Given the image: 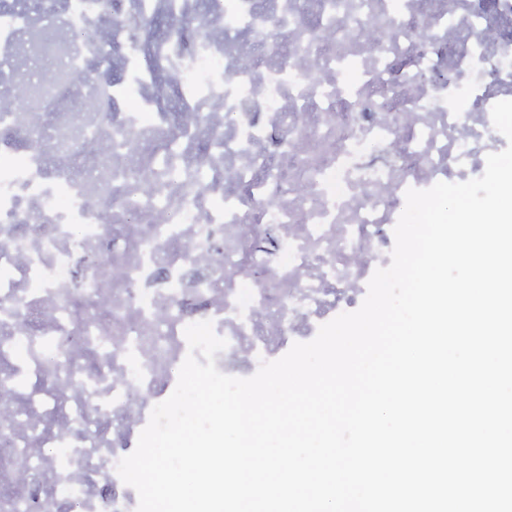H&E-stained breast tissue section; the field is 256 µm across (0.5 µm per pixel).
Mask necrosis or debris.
<instances>
[{"mask_svg": "<svg viewBox=\"0 0 512 512\" xmlns=\"http://www.w3.org/2000/svg\"><path fill=\"white\" fill-rule=\"evenodd\" d=\"M168 5L180 32L153 55L207 124L147 91L134 37L157 0L112 29L122 80L78 86L104 0H67L75 36L41 52L53 80L0 110V465L23 476L0 512H129L92 477L119 482L112 424L150 416L186 326L226 340L222 373H256L271 337L389 264L407 189L479 177L476 146L501 139L512 0H205L217 40Z\"/></svg>", "mask_w": 512, "mask_h": 512, "instance_id": "1", "label": "necrosis or debris"}]
</instances>
